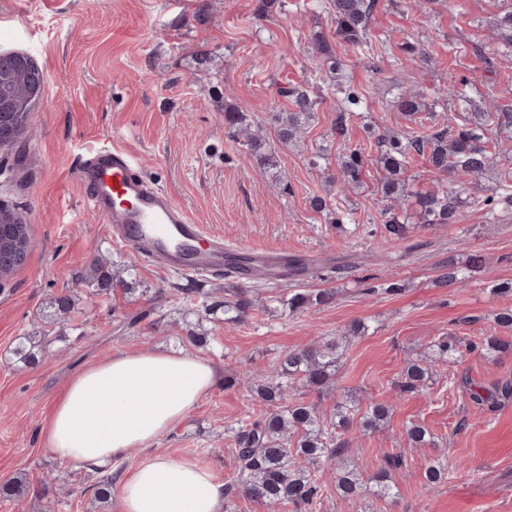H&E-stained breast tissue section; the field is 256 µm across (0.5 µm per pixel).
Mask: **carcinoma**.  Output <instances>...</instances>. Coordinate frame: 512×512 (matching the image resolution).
Here are the masks:
<instances>
[{
    "instance_id": "cac0c4a2",
    "label": "carcinoma",
    "mask_w": 512,
    "mask_h": 512,
    "mask_svg": "<svg viewBox=\"0 0 512 512\" xmlns=\"http://www.w3.org/2000/svg\"><path fill=\"white\" fill-rule=\"evenodd\" d=\"M331 21L336 38L354 51L368 47L367 32L376 0H328ZM498 50L512 53V11L491 21ZM311 59L317 64L333 60L332 46L321 35L312 40ZM28 68L0 71V96L12 98L32 77ZM331 92L342 95V108L330 129L329 136L347 141L352 109L359 105L358 95L348 86L333 84ZM291 100L294 110L278 114V138L288 146L297 143L301 130L314 117L317 101L301 85L283 91ZM396 106L407 116L426 108L425 97L404 90L396 97ZM224 127L233 135L246 138V148L253 165L265 170L275 165L276 155L266 146L262 136L251 129L248 115L242 108L231 105L224 108ZM512 112L493 113L489 105L477 106L465 101L464 112L448 118V127L435 133L405 138L394 132H385L376 141V163L387 177L381 193L388 201L382 212V237L390 241L407 238L409 226L397 213L398 206L410 195L416 198L424 224H454L463 195L470 192L473 181L483 177L494 163V156L512 155ZM427 154L434 170L448 176L451 186L445 190L415 192L411 177L407 175V158L411 152ZM365 161L360 150L347 148L337 160L338 176H329L328 183L341 184L340 191L352 190L361 182ZM485 266L484 257L472 252L461 258L450 252L439 264L437 284L443 288H460L474 271ZM336 298L333 288L320 289L313 294L297 292L283 303L290 313L328 305ZM54 316L60 323L71 313V300L66 295L54 299ZM219 307L224 321L240 323L246 320L253 300L244 290L222 303L201 305L193 310L203 318ZM495 324L504 335L484 336L480 342L468 344L469 349L480 352L491 362L512 353V308H503L494 316ZM461 341L455 336H441L431 345V353L407 361L401 388L414 390L425 385L431 374L430 363L436 359L454 362L461 355ZM11 353L26 366L40 363L44 350L34 336L18 338ZM343 357L342 342L337 338L322 337L297 349L278 356L273 375L257 376L248 383L253 396L271 406L270 411L239 427L235 445L240 464L242 492L252 501L266 505L290 504L298 512H308L323 494L317 471L321 464L338 454L343 443L338 437L352 432H369L381 428L388 420L392 405L386 401L370 400L362 408L355 401L341 398L329 419L321 417L318 405L290 395L293 386L300 385L322 397L334 390L336 371ZM427 430L416 423L406 428L408 445L417 447L427 442ZM374 495L395 500L397 491L386 469L370 478ZM365 481L353 467H338L336 489L347 500L361 496Z\"/></svg>"
}]
</instances>
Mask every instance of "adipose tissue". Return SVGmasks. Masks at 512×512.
<instances>
[{
    "label": "adipose tissue",
    "instance_id": "obj_1",
    "mask_svg": "<svg viewBox=\"0 0 512 512\" xmlns=\"http://www.w3.org/2000/svg\"><path fill=\"white\" fill-rule=\"evenodd\" d=\"M218 378L211 361L182 351H117L72 378L46 440L60 459L103 465L143 449L120 480L118 512H224L208 469L151 451Z\"/></svg>",
    "mask_w": 512,
    "mask_h": 512
}]
</instances>
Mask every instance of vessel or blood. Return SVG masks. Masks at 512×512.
<instances>
[{"mask_svg": "<svg viewBox=\"0 0 512 512\" xmlns=\"http://www.w3.org/2000/svg\"><path fill=\"white\" fill-rule=\"evenodd\" d=\"M78 177L91 183V209L107 217L114 241L148 249L173 273L223 270L222 239L207 236L167 193L151 187L137 172L131 152L116 147L92 151Z\"/></svg>", "mask_w": 512, "mask_h": 512, "instance_id": "1", "label": "vessel or blood"}]
</instances>
